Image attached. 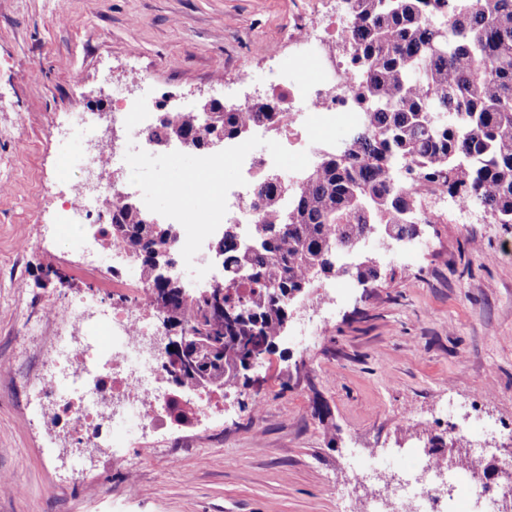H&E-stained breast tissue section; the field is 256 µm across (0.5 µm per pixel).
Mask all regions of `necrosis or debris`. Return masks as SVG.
Here are the masks:
<instances>
[{
  "label": "necrosis or debris",
  "mask_w": 512,
  "mask_h": 512,
  "mask_svg": "<svg viewBox=\"0 0 512 512\" xmlns=\"http://www.w3.org/2000/svg\"><path fill=\"white\" fill-rule=\"evenodd\" d=\"M341 38L338 31L318 35L312 23L295 34L299 53L291 67L313 71L314 76L308 80L292 79L283 86L282 117L276 130L254 125L256 137L268 142L265 153H254L246 141L225 143L224 153L236 161L243 180L212 197L211 214L203 226L195 225L191 209L181 201L180 190L171 188L174 214L187 227L179 241L184 254L201 253L206 236L221 228L229 212H238L241 223H251L254 188L266 169L282 166L284 157L290 154L298 157V170L308 169L313 154L310 130L319 117L353 115L352 67L326 50L328 43ZM112 108L125 123L126 146L112 148L107 134H95L83 118L70 129L74 139L91 144L85 169L97 175L98 180L90 189L81 182L67 188L59 227H74L78 212L83 213L86 224L101 223L96 204L112 191L108 181L101 179V171L117 166L135 173L141 167L143 158L138 148L147 145L154 129L157 101L152 97L123 99L113 102ZM148 295V288L142 284L131 305L105 309L98 296L90 294L64 312L52 301L46 306L47 312H62V319L50 326L41 321L33 326L37 333L53 328L54 336L42 351L38 367L27 377L26 387L36 393L40 405L59 411L55 429L66 432L83 447L96 449L111 441L114 425L120 420L134 419L137 429L145 431L176 421L184 405H191L193 416L199 419L211 415L219 404L218 394L212 391H197L187 398L170 391L168 355L160 345L157 315L147 302ZM416 458L413 474L386 488L375 484L379 468L374 464L343 472L338 487H362L358 512H448L440 495V485L445 480L466 497L512 498V467L498 485L478 486L446 456L420 448Z\"/></svg>",
  "instance_id": "1"
}]
</instances>
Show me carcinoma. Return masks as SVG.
I'll return each instance as SVG.
<instances>
[{
    "instance_id": "1",
    "label": "carcinoma",
    "mask_w": 512,
    "mask_h": 512,
    "mask_svg": "<svg viewBox=\"0 0 512 512\" xmlns=\"http://www.w3.org/2000/svg\"><path fill=\"white\" fill-rule=\"evenodd\" d=\"M345 2L344 43L363 122L345 156L325 151L293 180L264 177L255 250L239 248L237 225H224L216 241L224 253L223 302L188 300L177 280H158L154 262L169 244L168 225L148 224L138 207L112 197V245L136 252L153 309L200 342L192 370L186 351L169 352L178 394L247 393L252 381L243 368L253 353L273 352L288 316L286 294L315 280L375 278L369 264L346 270L342 255L360 250L373 227L400 235L429 222L419 212L420 193L446 191L512 224V0ZM277 116L263 105L230 109L224 138ZM177 128L195 144L211 134L193 112L180 113Z\"/></svg>"
}]
</instances>
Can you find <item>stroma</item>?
<instances>
[{
	"label": "stroma",
	"mask_w": 512,
	"mask_h": 512,
	"mask_svg": "<svg viewBox=\"0 0 512 512\" xmlns=\"http://www.w3.org/2000/svg\"><path fill=\"white\" fill-rule=\"evenodd\" d=\"M345 17L344 0H0V512H337L336 479L363 450L406 468L457 425L470 446L512 447V224L476 204L459 217L444 192L418 238L381 253L380 281L345 278L334 305L293 304L292 325L310 309L326 332L301 345L286 328L255 369L257 396L213 420L136 441L119 426L111 455L71 478L44 417L28 416L14 368L48 339L26 320L112 278L111 254L85 272L73 232L55 231L60 190L80 179L57 143L70 112L136 69L181 104L268 98L261 84L299 26ZM155 153L183 184L224 155Z\"/></svg>",
	"instance_id": "stroma-1"
}]
</instances>
